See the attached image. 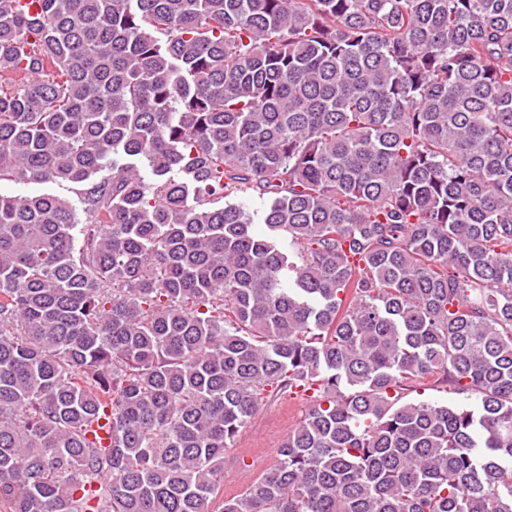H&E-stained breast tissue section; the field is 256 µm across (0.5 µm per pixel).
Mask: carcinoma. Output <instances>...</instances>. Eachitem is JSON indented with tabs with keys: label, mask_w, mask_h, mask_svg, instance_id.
Returning <instances> with one entry per match:
<instances>
[{
	"label": "carcinoma",
	"mask_w": 512,
	"mask_h": 512,
	"mask_svg": "<svg viewBox=\"0 0 512 512\" xmlns=\"http://www.w3.org/2000/svg\"><path fill=\"white\" fill-rule=\"evenodd\" d=\"M39 4L0 182L74 197L0 194V512H512V0ZM0 194L3 196H36L42 194L70 195L66 188L50 182H7L0 183ZM253 217V230L256 234H263L266 231V225L263 224L265 210L268 206V198H260L257 195L248 196L239 199ZM449 386L442 385L440 388L429 386L428 384L420 385L417 388V392H410L406 397L408 400L422 399L429 400L432 402L439 403H448V405H456V404H470L471 406H475L476 403L473 399H468L470 396L466 397L463 394H457L452 390H449ZM421 394V395H419ZM309 406V400L298 393L264 399L234 447L224 454L225 497L244 491L274 463L277 448L288 431L303 420ZM261 459L265 468L259 463Z\"/></svg>",
	"instance_id": "carcinoma-1"
}]
</instances>
